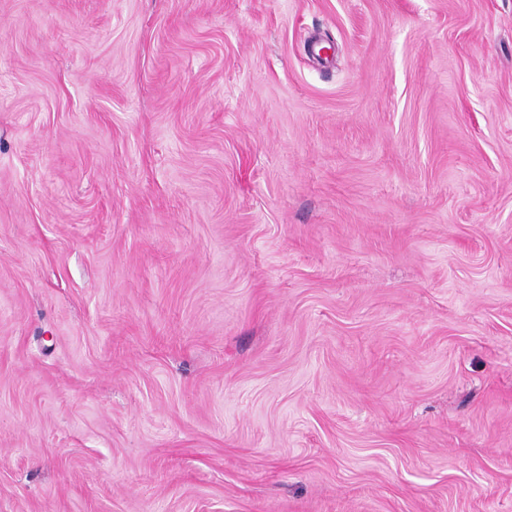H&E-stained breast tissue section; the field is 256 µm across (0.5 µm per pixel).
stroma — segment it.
<instances>
[{"label": "stroma", "instance_id": "stroma-1", "mask_svg": "<svg viewBox=\"0 0 512 512\" xmlns=\"http://www.w3.org/2000/svg\"><path fill=\"white\" fill-rule=\"evenodd\" d=\"M0 512H512V0H0Z\"/></svg>", "mask_w": 512, "mask_h": 512}]
</instances>
